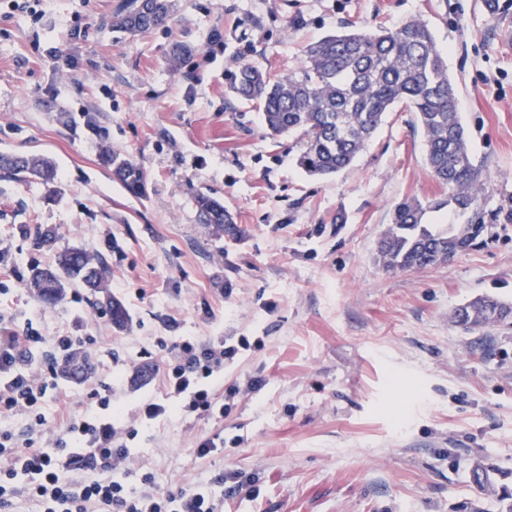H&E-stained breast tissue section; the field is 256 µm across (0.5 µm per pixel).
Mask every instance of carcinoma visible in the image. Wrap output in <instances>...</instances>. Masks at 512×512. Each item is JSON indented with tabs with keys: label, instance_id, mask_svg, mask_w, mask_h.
Wrapping results in <instances>:
<instances>
[{
	"label": "carcinoma",
	"instance_id": "obj_1",
	"mask_svg": "<svg viewBox=\"0 0 512 512\" xmlns=\"http://www.w3.org/2000/svg\"><path fill=\"white\" fill-rule=\"evenodd\" d=\"M174 0H125L112 17V28L133 34L165 25ZM232 92L259 104L271 137L299 136L296 163L312 177H328L349 168L365 150L384 115L403 104L416 113L424 135L426 163L433 177L448 188V197L405 199L392 212L378 242L377 262L386 270L422 269L447 262L437 254L454 240L468 247L491 233L497 213L481 210L486 186L469 149L466 129L456 108L455 87L442 51L420 19L394 29L356 28L326 35L307 47L297 70L273 77L245 63L238 68ZM101 164L131 196L145 192L142 169L126 154L103 148ZM0 170L25 181L36 177L54 182L53 164L38 155L0 154ZM196 221L217 235L236 236L238 229L224 201L211 194L193 197ZM448 209L461 217L455 224L426 223L429 212ZM81 285L104 294V305L118 329L129 322L124 304L108 291L103 260L82 247L58 254L52 268H34L28 288L47 305L60 302L67 288ZM498 312V316L489 311ZM512 322V301L476 297L459 307L454 324L473 332ZM483 472L481 492H497L504 475L496 465L477 461L470 474Z\"/></svg>",
	"mask_w": 512,
	"mask_h": 512
}]
</instances>
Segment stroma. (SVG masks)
<instances>
[{
  "mask_svg": "<svg viewBox=\"0 0 512 512\" xmlns=\"http://www.w3.org/2000/svg\"><path fill=\"white\" fill-rule=\"evenodd\" d=\"M121 2L0 0V153L43 155L57 171L52 193L0 176V315L49 339H96L85 381L48 391L43 441L61 431L60 403L84 413L108 385L138 431L133 466L165 493L217 495L240 470L260 494L224 512H497L469 468L491 459L512 487V324L468 333L452 313L479 295L512 300V223L450 262L383 270L394 207L448 194L415 114L396 106L350 168L317 179L297 167L295 138L270 139L229 82L245 63L294 71L307 45L347 26L421 19L456 85L483 208L508 210L512 45L500 32L512 0H175L166 26L135 35L112 28ZM175 43L188 48L176 66ZM105 144L143 168L144 198L101 165ZM202 192L223 200L239 238L196 223ZM70 245L104 257L124 329L83 289L47 308L27 288L30 267ZM212 336L255 342L208 381L224 417L135 424L144 400L164 396L159 340ZM207 437L226 449L199 456Z\"/></svg>",
  "mask_w": 512,
  "mask_h": 512,
  "instance_id": "35a3bbf8",
  "label": "stroma"
}]
</instances>
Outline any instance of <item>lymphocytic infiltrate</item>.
<instances>
[{"label": "lymphocytic infiltrate", "instance_id": "obj_1", "mask_svg": "<svg viewBox=\"0 0 512 512\" xmlns=\"http://www.w3.org/2000/svg\"><path fill=\"white\" fill-rule=\"evenodd\" d=\"M42 341L34 325L20 332L0 326V415L25 416L30 434L20 442L11 433L0 432V512H10L21 497L34 500L38 512H224L225 499L244 491L258 495L255 474L237 470L225 473L224 494L219 498L200 486L175 495L159 493L148 472L140 473L139 488H132L127 442L136 431L108 416L112 405L108 386L94 392L95 403L83 417L68 416L66 435L79 437V444L71 447L59 438L50 451L37 445L35 437L45 421L41 401L57 385L59 358L84 351L92 339L59 336L52 344V358H34L32 350ZM248 348L244 337L234 344L223 337L173 344L162 378L167 399L144 403L139 419L170 416L174 398L182 400L184 411L223 415V403L203 381Z\"/></svg>", "mask_w": 512, "mask_h": 512}]
</instances>
